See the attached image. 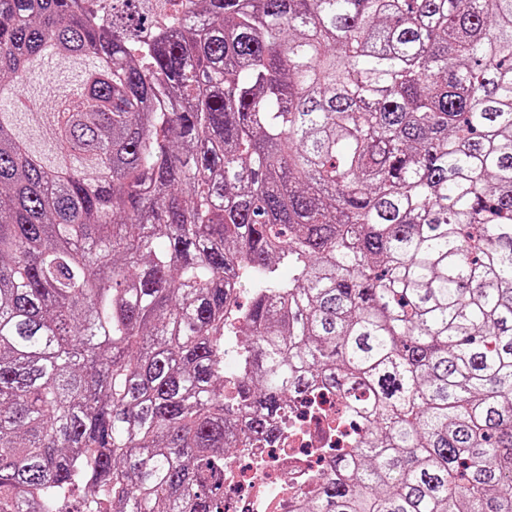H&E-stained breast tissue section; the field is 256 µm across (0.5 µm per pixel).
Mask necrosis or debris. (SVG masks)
I'll return each mask as SVG.
<instances>
[{
	"label": "necrosis or debris",
	"instance_id": "4bbe7bcc",
	"mask_svg": "<svg viewBox=\"0 0 512 512\" xmlns=\"http://www.w3.org/2000/svg\"><path fill=\"white\" fill-rule=\"evenodd\" d=\"M337 398L319 391L292 403L279 442L253 440L224 461V512H295L297 491L313 490L337 436Z\"/></svg>",
	"mask_w": 512,
	"mask_h": 512
}]
</instances>
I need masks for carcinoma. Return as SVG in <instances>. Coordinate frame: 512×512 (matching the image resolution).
I'll return each mask as SVG.
<instances>
[{
  "label": "carcinoma",
  "instance_id": "carcinoma-1",
  "mask_svg": "<svg viewBox=\"0 0 512 512\" xmlns=\"http://www.w3.org/2000/svg\"><path fill=\"white\" fill-rule=\"evenodd\" d=\"M314 390L299 512H512V0H0V512H224Z\"/></svg>",
  "mask_w": 512,
  "mask_h": 512
}]
</instances>
